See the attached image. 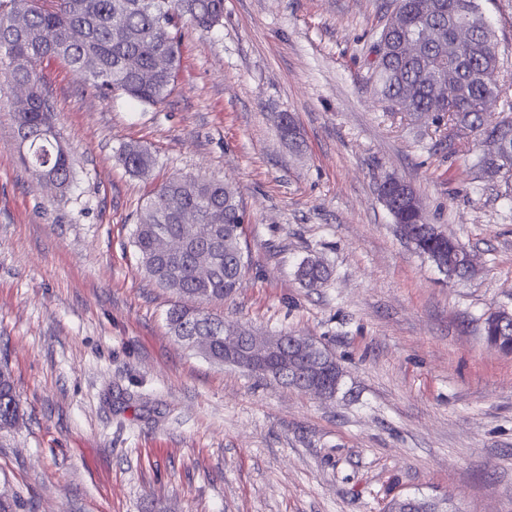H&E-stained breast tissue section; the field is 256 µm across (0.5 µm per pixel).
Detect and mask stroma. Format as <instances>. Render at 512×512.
Instances as JSON below:
<instances>
[{"label": "stroma", "mask_w": 512, "mask_h": 512, "mask_svg": "<svg viewBox=\"0 0 512 512\" xmlns=\"http://www.w3.org/2000/svg\"><path fill=\"white\" fill-rule=\"evenodd\" d=\"M390 3L224 0L221 26L185 29L158 106L44 60L75 172L64 195L0 109V360L23 413L0 428V496L19 512H383L403 495L512 512V353L483 336L488 314L512 313V189L479 166L483 136L386 111L367 77ZM479 4L512 68V0ZM130 142L148 177L118 162ZM389 174L472 251V277L400 236L377 195ZM173 175L234 186L246 213V273L209 311L309 337L343 371L334 396L171 334L179 299L141 270L133 234ZM314 257L331 276L307 288Z\"/></svg>", "instance_id": "1"}]
</instances>
